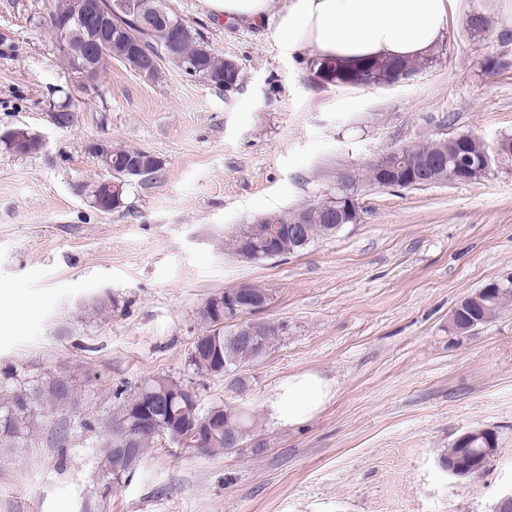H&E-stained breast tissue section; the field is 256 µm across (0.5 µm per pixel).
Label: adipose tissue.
I'll return each mask as SVG.
<instances>
[{"instance_id": "ef3b65f1", "label": "adipose tissue", "mask_w": 512, "mask_h": 512, "mask_svg": "<svg viewBox=\"0 0 512 512\" xmlns=\"http://www.w3.org/2000/svg\"><path fill=\"white\" fill-rule=\"evenodd\" d=\"M453 0H288L275 37L288 52L312 47L348 63L425 57L443 37ZM333 396L320 373L283 380L267 403L269 416L294 425L318 414Z\"/></svg>"}]
</instances>
